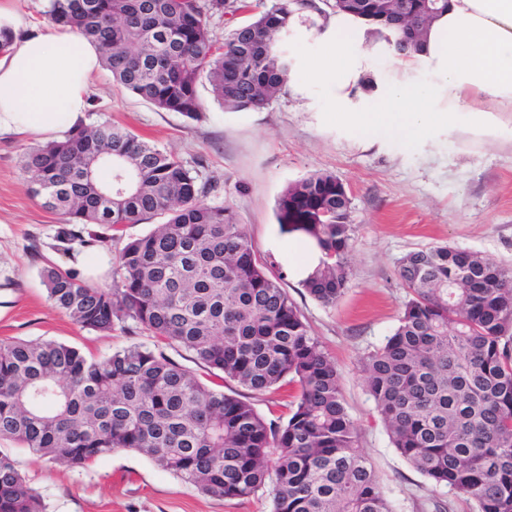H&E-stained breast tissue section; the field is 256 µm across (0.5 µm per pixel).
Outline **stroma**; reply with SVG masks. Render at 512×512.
<instances>
[{
  "mask_svg": "<svg viewBox=\"0 0 512 512\" xmlns=\"http://www.w3.org/2000/svg\"><path fill=\"white\" fill-rule=\"evenodd\" d=\"M294 86L257 112H227L207 88L198 120L160 112L113 81L107 68L93 76L82 123L123 126L177 154L211 186L209 203L232 206L255 247L284 276L283 286L311 333L335 362L342 395L358 431V444L375 468L391 512H474L473 502L434 486L393 447L370 396L362 369L367 353L398 325L407 293L398 262L436 244L469 250L512 270V113H497L498 132L465 124L411 145L385 136L364 142L343 130L329 110L327 92L313 72H294ZM38 137L0 135V341H55L105 358L143 333L104 334L82 328L54 307L41 272L54 265L79 278L112 281L123 242L150 232L130 224L122 238L110 226L86 225L90 244L63 242L67 226L44 209L24 184L20 159ZM335 175L351 199L354 237L350 279L333 305L313 299L296 278L297 258L276 219V201L292 182L313 173ZM224 393L251 401L265 418L287 417L280 391L251 392L209 377ZM26 485L49 512H270L268 495L223 499L122 450L72 469L0 440Z\"/></svg>",
  "mask_w": 512,
  "mask_h": 512,
  "instance_id": "stroma-1",
  "label": "stroma"
}]
</instances>
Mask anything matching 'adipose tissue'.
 <instances>
[{
	"mask_svg": "<svg viewBox=\"0 0 512 512\" xmlns=\"http://www.w3.org/2000/svg\"><path fill=\"white\" fill-rule=\"evenodd\" d=\"M2 17L19 35L0 54V134L57 132L86 111L100 52L70 29L30 28L8 0H0ZM364 29L362 21L335 12L324 20L321 35L322 81L337 119L357 135L417 143L463 114L512 112V0H448L419 51L398 56L402 79L381 85L372 97L361 87L371 59ZM420 67L433 71L432 84L411 80Z\"/></svg>",
	"mask_w": 512,
	"mask_h": 512,
	"instance_id": "ef3b65f1",
	"label": "adipose tissue"
}]
</instances>
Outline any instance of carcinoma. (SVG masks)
Segmentation results:
<instances>
[{
	"mask_svg": "<svg viewBox=\"0 0 512 512\" xmlns=\"http://www.w3.org/2000/svg\"><path fill=\"white\" fill-rule=\"evenodd\" d=\"M425 0H334L333 10L378 24L407 55L426 27ZM324 0H280L215 39L212 12L238 0H49L51 21L96 45L114 81L159 111L195 120L206 83L226 112H255L284 93L292 59L275 43ZM109 170V178L99 176ZM28 192L69 224L161 219L125 243L112 286L55 266L49 299L82 327L135 329L183 348L253 392L297 387L288 419L206 386L145 344L96 359L63 343H0V440L84 468L131 449L218 498L267 494L271 512H390L357 444L334 362L312 336L282 276L230 206L175 154L108 122L71 128L23 157ZM351 200L332 174L289 184L276 202L284 233L324 254L302 281L334 305L349 283ZM399 324L363 360L369 394L393 447L435 486L476 512H512V270L448 245L407 253ZM0 512H47L15 461L0 452Z\"/></svg>",
	"mask_w": 512,
	"mask_h": 512,
	"instance_id": "1",
	"label": "carcinoma"
}]
</instances>
